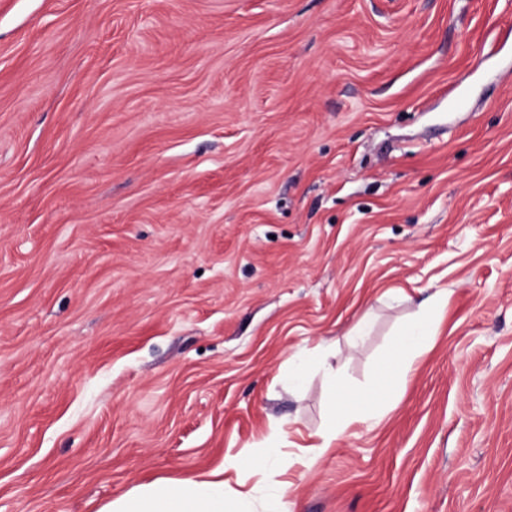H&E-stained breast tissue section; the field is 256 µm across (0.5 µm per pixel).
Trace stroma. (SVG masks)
Masks as SVG:
<instances>
[{
	"instance_id": "1",
	"label": "stroma",
	"mask_w": 512,
	"mask_h": 512,
	"mask_svg": "<svg viewBox=\"0 0 512 512\" xmlns=\"http://www.w3.org/2000/svg\"><path fill=\"white\" fill-rule=\"evenodd\" d=\"M433 296L380 420L308 452ZM281 423L290 512H512V0H0V512Z\"/></svg>"
}]
</instances>
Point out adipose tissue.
Listing matches in <instances>:
<instances>
[{"label":"adipose tissue","mask_w":512,"mask_h":512,"mask_svg":"<svg viewBox=\"0 0 512 512\" xmlns=\"http://www.w3.org/2000/svg\"><path fill=\"white\" fill-rule=\"evenodd\" d=\"M443 306V301H436L400 331L382 363L381 379L357 401L345 396L335 375H327L329 418L319 434L320 451H327L351 424L375 420L377 405L385 402L395 388L406 381L415 358L433 346L434 321ZM285 438V432H278L260 451L243 453L230 462L237 470L265 471L272 486L266 512H288L284 501L286 489L278 480L284 464L281 446ZM98 512H251V506L249 495L226 496L224 470L218 467L190 477L161 478L133 485L103 504Z\"/></svg>","instance_id":"obj_1"}]
</instances>
